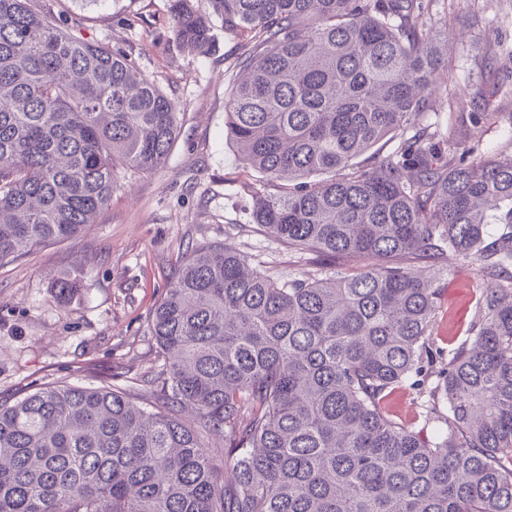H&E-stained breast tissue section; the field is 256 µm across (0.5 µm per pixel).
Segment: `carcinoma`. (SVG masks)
<instances>
[{
	"instance_id": "obj_1",
	"label": "carcinoma",
	"mask_w": 512,
	"mask_h": 512,
	"mask_svg": "<svg viewBox=\"0 0 512 512\" xmlns=\"http://www.w3.org/2000/svg\"><path fill=\"white\" fill-rule=\"evenodd\" d=\"M210 2L241 39L224 112L267 180L253 222L359 267L279 282L227 244L194 250L149 318L153 400L57 383L0 403V512H512V158L466 145L482 112L449 137L429 122L434 0ZM171 20L210 51L211 15L172 0ZM177 135L124 54L0 0V262L79 235L118 169H159ZM452 257L486 286L445 352L425 269ZM407 387L419 429L386 410Z\"/></svg>"
}]
</instances>
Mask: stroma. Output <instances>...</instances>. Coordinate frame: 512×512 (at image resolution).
Masks as SVG:
<instances>
[{"mask_svg": "<svg viewBox=\"0 0 512 512\" xmlns=\"http://www.w3.org/2000/svg\"><path fill=\"white\" fill-rule=\"evenodd\" d=\"M171 0H41L57 24L125 53L171 98L179 133L156 172L121 173L108 205L78 237L41 245L0 265V401L65 382L127 380L149 394L157 361L147 331L172 271L197 247L227 243L279 280L328 275L316 255L291 249L252 221L262 175L240 159L225 124L236 79L238 38L215 26L210 54L192 56L171 28ZM432 22L448 48L432 123L448 128L463 112L492 118L472 134L483 151L512 156V0H434ZM79 279L60 297L57 278ZM485 282L478 264L449 260L440 271V346L461 343Z\"/></svg>", "mask_w": 512, "mask_h": 512, "instance_id": "1", "label": "stroma"}]
</instances>
